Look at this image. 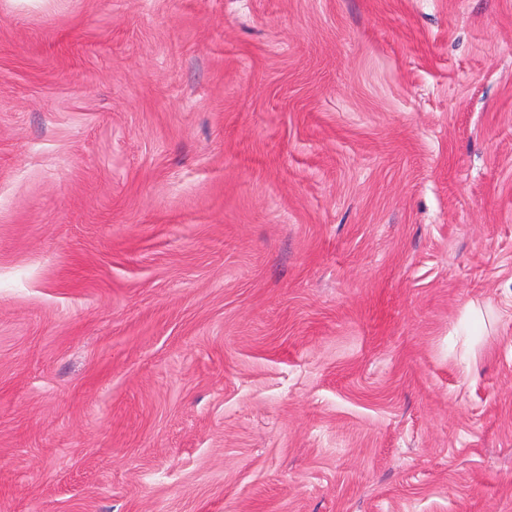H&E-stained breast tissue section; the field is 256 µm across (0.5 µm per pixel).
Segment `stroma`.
<instances>
[{"mask_svg":"<svg viewBox=\"0 0 512 512\" xmlns=\"http://www.w3.org/2000/svg\"><path fill=\"white\" fill-rule=\"evenodd\" d=\"M0 512H512V0H0Z\"/></svg>","mask_w":512,"mask_h":512,"instance_id":"obj_1","label":"stroma"}]
</instances>
